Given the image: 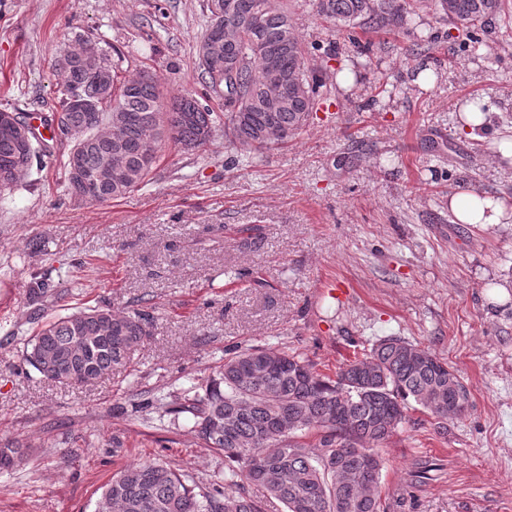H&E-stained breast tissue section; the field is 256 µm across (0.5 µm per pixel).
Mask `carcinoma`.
Listing matches in <instances>:
<instances>
[{"label":"carcinoma","instance_id":"obj_1","mask_svg":"<svg viewBox=\"0 0 512 512\" xmlns=\"http://www.w3.org/2000/svg\"><path fill=\"white\" fill-rule=\"evenodd\" d=\"M436 15L473 39L500 16L504 0H433ZM409 0H316L318 14L337 30H388L402 27ZM209 20L197 43L202 76L217 90L231 75L224 95V125L240 144L263 149L288 140L307 122L322 79L309 68L283 0H230L224 14L228 32L213 34ZM112 82L92 78L82 59L60 52V115L89 129L82 143V171L66 168L67 189L79 200L101 203L122 198L143 184L161 142L195 150L211 139L215 112L199 99L181 96L164 102L159 80L121 75L109 56ZM288 83V97L268 111L270 69ZM77 90L94 104L71 111L67 93ZM112 123L106 137L94 133ZM52 156L48 140L25 147L0 134V192ZM150 314L109 307L84 308L44 322L28 340V363L42 378L78 386L79 371L98 375L130 363L149 336ZM468 407L469 392L460 375L429 349L398 337L375 343L363 356L336 371L317 372L300 356L278 348H252L224 359L220 378L211 381L183 410L192 429L209 448L237 463L233 476L262 487L286 512H379L384 459L380 446L406 423L413 406L447 429L448 402ZM316 432L318 444L303 441ZM376 453L370 465L366 450ZM26 458L18 443L0 445V472ZM95 512H260L257 503L233 490L208 491L189 485L160 461L129 464L113 473Z\"/></svg>","mask_w":512,"mask_h":512}]
</instances>
